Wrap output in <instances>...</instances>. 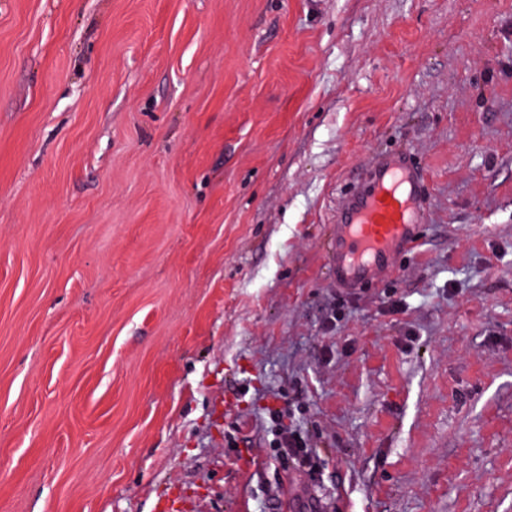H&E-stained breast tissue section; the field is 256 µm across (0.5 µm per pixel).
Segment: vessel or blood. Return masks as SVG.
<instances>
[{"label": "vessel or blood", "instance_id": "1", "mask_svg": "<svg viewBox=\"0 0 512 512\" xmlns=\"http://www.w3.org/2000/svg\"><path fill=\"white\" fill-rule=\"evenodd\" d=\"M427 179L404 152L376 155L336 211L328 255L338 288L351 291L395 271L398 254L419 242Z\"/></svg>", "mask_w": 512, "mask_h": 512}]
</instances>
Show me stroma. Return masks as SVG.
Here are the masks:
<instances>
[{
    "instance_id": "35a3bbf8",
    "label": "stroma",
    "mask_w": 512,
    "mask_h": 512,
    "mask_svg": "<svg viewBox=\"0 0 512 512\" xmlns=\"http://www.w3.org/2000/svg\"><path fill=\"white\" fill-rule=\"evenodd\" d=\"M400 150L422 244L326 327ZM313 496L512 512V0H0V512ZM426 198V175L407 153L372 159L336 210L328 255L337 288L352 291L395 272V257L418 245ZM270 425L268 440L274 453V459L282 464L285 459L293 466L313 477L319 472L320 462L310 446V439L296 422L295 413L289 408H274L269 410Z\"/></svg>"
}]
</instances>
